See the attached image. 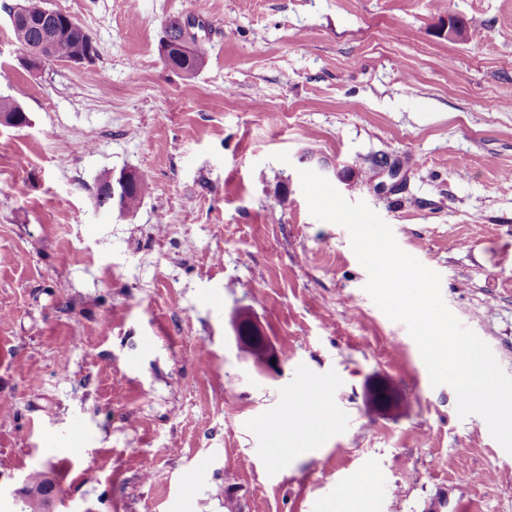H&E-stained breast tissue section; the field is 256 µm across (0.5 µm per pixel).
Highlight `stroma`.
<instances>
[{"label": "stroma", "instance_id": "1", "mask_svg": "<svg viewBox=\"0 0 512 512\" xmlns=\"http://www.w3.org/2000/svg\"><path fill=\"white\" fill-rule=\"evenodd\" d=\"M18 2L0 0V100L29 118L0 124V512L35 470L57 512H512V454L431 385L299 176L376 211L512 375V0H46L98 54L36 68ZM189 14L191 77L159 55ZM381 156L397 180L363 177ZM124 169L149 195L99 210ZM242 310L274 370L238 347ZM375 378L401 412L367 410ZM299 382L333 418L279 458ZM195 28L206 31L205 26L201 21L196 22L194 19V24H192L189 21L188 16H170L165 23L166 36L164 40L169 39L172 41L173 39L180 40L182 38L180 41L170 42V46L167 47V51L174 49L173 55L179 54L188 58L194 51L195 44L196 58H192V61L189 64L187 61L178 62L174 68L184 74H186V71L191 70V74H186L188 76L195 75L204 65V52L201 45V39L199 40L197 32L192 31V29ZM184 36H189L194 44L189 38H183ZM150 182L147 175L140 173L135 185L122 195L124 214L135 212L149 193Z\"/></svg>", "mask_w": 512, "mask_h": 512}]
</instances>
